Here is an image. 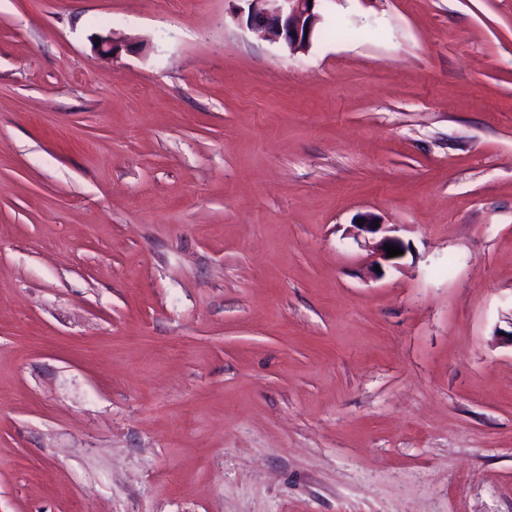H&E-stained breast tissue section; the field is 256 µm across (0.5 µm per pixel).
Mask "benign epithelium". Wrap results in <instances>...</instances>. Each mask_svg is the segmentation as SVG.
Wrapping results in <instances>:
<instances>
[{
	"instance_id": "7a95c632",
	"label": "benign epithelium",
	"mask_w": 512,
	"mask_h": 512,
	"mask_svg": "<svg viewBox=\"0 0 512 512\" xmlns=\"http://www.w3.org/2000/svg\"><path fill=\"white\" fill-rule=\"evenodd\" d=\"M248 6L247 25L292 52L309 46L314 29L320 21L318 12L321 0H245ZM363 225H353L356 236L380 237L377 243L378 258L388 262L384 245L400 247L397 239L387 235L391 228L386 224L372 227L377 217L361 215Z\"/></svg>"
}]
</instances>
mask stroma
I'll use <instances>...</instances> for the list:
<instances>
[{"label": "stroma", "instance_id": "obj_1", "mask_svg": "<svg viewBox=\"0 0 512 512\" xmlns=\"http://www.w3.org/2000/svg\"><path fill=\"white\" fill-rule=\"evenodd\" d=\"M237 5L0 0V512H512V0ZM247 2V25L280 43L289 51L298 52L309 46L321 17L322 0H238ZM308 28V33H305Z\"/></svg>", "mask_w": 512, "mask_h": 512}]
</instances>
